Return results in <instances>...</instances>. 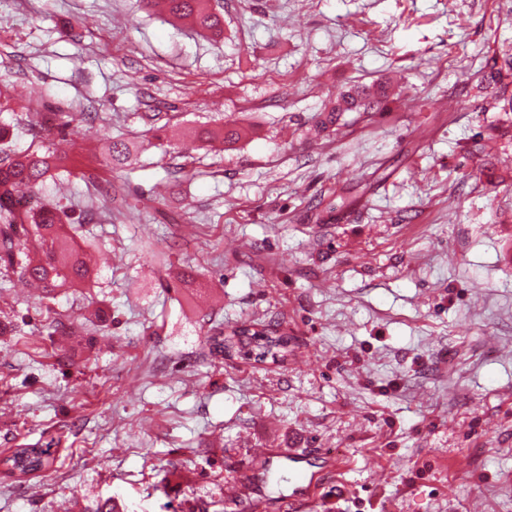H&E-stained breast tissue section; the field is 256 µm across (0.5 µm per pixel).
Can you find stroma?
<instances>
[{
	"label": "stroma",
	"mask_w": 512,
	"mask_h": 512,
	"mask_svg": "<svg viewBox=\"0 0 512 512\" xmlns=\"http://www.w3.org/2000/svg\"><path fill=\"white\" fill-rule=\"evenodd\" d=\"M211 5L217 42L139 0H0V118L23 149L30 116L75 115L40 194L98 214L94 273L48 305L0 269V458L54 445L0 471V512H244V475L289 512L286 462L255 467L288 446L334 461L307 512H512V112L477 86L512 0ZM395 77L317 132L339 90ZM228 121L246 137L196 139ZM98 308L107 343L47 332ZM243 325L287 357L210 354ZM52 446L49 444L45 448H15L11 455L0 459V466L3 465L4 471L17 479H24L51 466Z\"/></svg>",
	"instance_id": "obj_1"
}]
</instances>
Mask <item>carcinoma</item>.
Returning a JSON list of instances; mask_svg holds the SVG:
<instances>
[{
  "mask_svg": "<svg viewBox=\"0 0 512 512\" xmlns=\"http://www.w3.org/2000/svg\"><path fill=\"white\" fill-rule=\"evenodd\" d=\"M167 16L176 22L189 21L212 37L224 34L220 15L210 7V0H163ZM480 83L494 90L501 111L512 112V54L493 57L483 71ZM378 93L366 86H355L341 93L333 104L316 117L315 126L323 131L335 125L346 112H367L379 107ZM16 125L0 120V267L12 270L42 288L47 295L60 288H72L91 277L92 269L85 254L64 233L65 211L54 200H42L28 208L22 201L35 195L51 175L56 155L33 143L21 153L11 149ZM207 141L233 144L242 138L230 124L206 130ZM129 148L122 141L112 142L106 164L118 166L127 158ZM210 351L218 356L236 354L256 363L285 357L288 338L272 336L264 329H243L224 336L220 332L208 338ZM52 445L43 448L20 447L0 459L5 472L21 480L51 466Z\"/></svg>",
  "mask_w": 512,
  "mask_h": 512,
  "instance_id": "obj_1",
  "label": "carcinoma"
}]
</instances>
